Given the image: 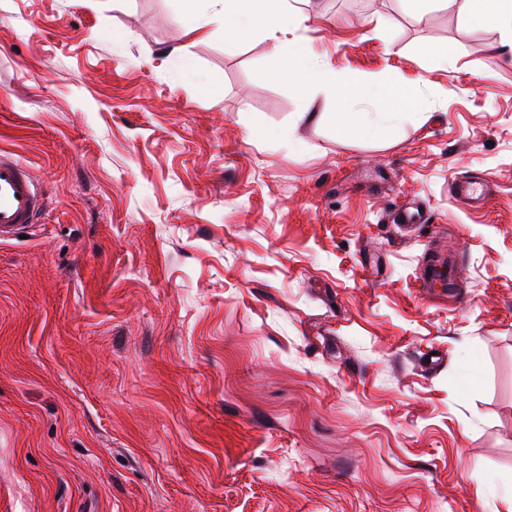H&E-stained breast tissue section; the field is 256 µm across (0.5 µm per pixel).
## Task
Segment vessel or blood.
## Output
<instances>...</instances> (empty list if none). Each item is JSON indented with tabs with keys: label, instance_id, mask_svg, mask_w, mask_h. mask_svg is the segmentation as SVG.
Listing matches in <instances>:
<instances>
[{
	"label": "vessel or blood",
	"instance_id": "obj_1",
	"mask_svg": "<svg viewBox=\"0 0 512 512\" xmlns=\"http://www.w3.org/2000/svg\"><path fill=\"white\" fill-rule=\"evenodd\" d=\"M484 196L476 178L455 183L452 197L464 204H474ZM46 199L29 167L15 156L0 152V241L11 239L38 224Z\"/></svg>",
	"mask_w": 512,
	"mask_h": 512
}]
</instances>
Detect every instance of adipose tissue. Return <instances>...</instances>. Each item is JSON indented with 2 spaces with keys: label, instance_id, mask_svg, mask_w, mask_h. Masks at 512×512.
Instances as JSON below:
<instances>
[{
  "label": "adipose tissue",
  "instance_id": "ef3b65f1",
  "mask_svg": "<svg viewBox=\"0 0 512 512\" xmlns=\"http://www.w3.org/2000/svg\"><path fill=\"white\" fill-rule=\"evenodd\" d=\"M211 22L222 25L226 39L238 41L252 35L256 27H263L266 40L274 52L284 58L278 72L298 91L310 86L325 88L334 98L336 126L339 133L349 134L361 127L356 103L374 102L382 114L392 116L406 111L413 93L405 87H369L357 83L340 82L336 70L329 63L314 60L307 43L297 38V31L307 29L310 18L295 7L291 0H278L275 9L261 15L255 0H210ZM407 9L421 18L431 6L456 9L473 24H493L512 41V0H404Z\"/></svg>",
  "mask_w": 512,
  "mask_h": 512
}]
</instances>
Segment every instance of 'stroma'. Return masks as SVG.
Listing matches in <instances>:
<instances>
[{
	"label": "stroma",
	"instance_id": "obj_1",
	"mask_svg": "<svg viewBox=\"0 0 512 512\" xmlns=\"http://www.w3.org/2000/svg\"><path fill=\"white\" fill-rule=\"evenodd\" d=\"M297 6L408 111L340 134L178 0H0V151L47 201L0 242V512H512V46ZM438 248L451 300L418 287ZM484 196V189L476 178L470 177L455 183L452 197L454 200L470 205L476 204Z\"/></svg>",
	"mask_w": 512,
	"mask_h": 512
}]
</instances>
